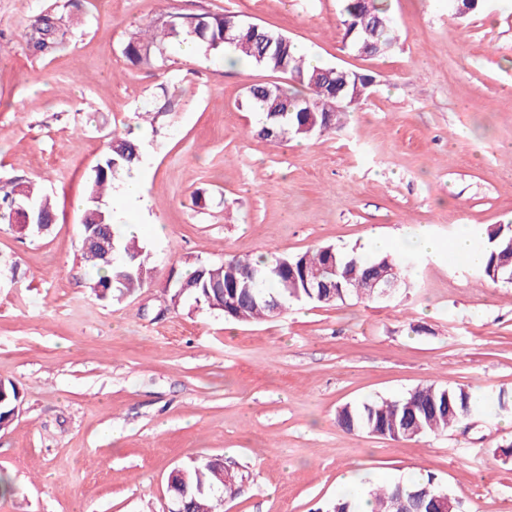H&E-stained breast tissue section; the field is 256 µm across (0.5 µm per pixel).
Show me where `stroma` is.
<instances>
[{
  "label": "stroma",
  "mask_w": 512,
  "mask_h": 512,
  "mask_svg": "<svg viewBox=\"0 0 512 512\" xmlns=\"http://www.w3.org/2000/svg\"><path fill=\"white\" fill-rule=\"evenodd\" d=\"M51 4L74 34L42 55L28 32ZM387 4L396 44L369 57L345 42L341 0H0V181L32 182L58 211L41 235L0 224V378L22 395L0 429V512H166L170 473L203 457L249 475L219 512H316L413 468L460 512H512L511 415L411 441L336 419L422 384L512 392V285L404 249L418 285L389 301H293L251 323L170 301L173 269L199 259L512 224V0ZM224 11L370 76L371 95L336 131L274 143L245 98L281 74L174 41L162 68L123 53L171 14ZM115 131L146 150L153 262L142 288L103 300L80 222Z\"/></svg>",
  "instance_id": "1"
}]
</instances>
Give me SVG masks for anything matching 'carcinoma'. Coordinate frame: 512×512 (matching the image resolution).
I'll return each instance as SVG.
<instances>
[{
	"label": "carcinoma",
	"mask_w": 512,
	"mask_h": 512,
	"mask_svg": "<svg viewBox=\"0 0 512 512\" xmlns=\"http://www.w3.org/2000/svg\"><path fill=\"white\" fill-rule=\"evenodd\" d=\"M346 32L350 43L358 48L368 41L379 46L385 55L394 46L387 9L381 0L369 5L356 0H342ZM69 25L56 9L43 11L30 25L29 39L38 50L59 51L66 45ZM230 36L236 53L235 60L255 63L275 73H281L305 89L295 92L274 83L275 97L266 96L264 84L251 86L247 99L251 108L262 111L258 136L284 141L304 139L321 131L323 123L334 131L343 125V115L358 105L364 96L354 93V72L338 66H313L297 52L287 36L257 23L246 21L234 12L192 16V25L173 14L158 31L131 36L124 54L134 64L153 66L156 44L167 39H182L204 46L209 51H224V36ZM281 112L280 118L269 112ZM137 143L126 136L112 134L104 151L88 177L86 207L81 220V237L103 228L114 246L115 260L103 258L92 244L82 245V258L96 270L92 288L103 298L120 299L135 288L143 287L150 270V255L138 238L125 237L112 224V213L102 207L104 194L112 188V180L140 162ZM29 202L34 207L32 222L51 226L56 209L51 200L34 193L31 185L10 180L0 183V223L10 224L18 206ZM484 261L477 266L480 276L493 283L512 282V225H489L476 233ZM291 268L277 274L273 269L279 260L264 255L253 259L230 256L220 264L197 261L175 279L183 289L182 296L227 319L247 322L280 314L291 300L318 304L344 302L355 297H367L363 284L369 274L380 268L396 270L401 289L416 287L418 267L411 261L393 254L384 256L351 255L333 246L319 247L287 258ZM21 402V394L11 380L0 379V427L11 421L13 410ZM489 408L507 412L512 403L503 395L495 397L472 393L464 386L443 388L434 384L421 385L394 400H373L360 405H345L337 413V422L347 432L365 431L393 440H411L446 432L476 418ZM245 473L224 470V461L204 458L181 469L173 478L171 494L184 498L189 512H218L219 498L235 494ZM428 490L426 499L440 495L443 489L431 475L411 486L400 483L379 485L370 493L371 512H401L400 499ZM356 493L336 498L328 512H355Z\"/></svg>",
	"instance_id": "1"
}]
</instances>
